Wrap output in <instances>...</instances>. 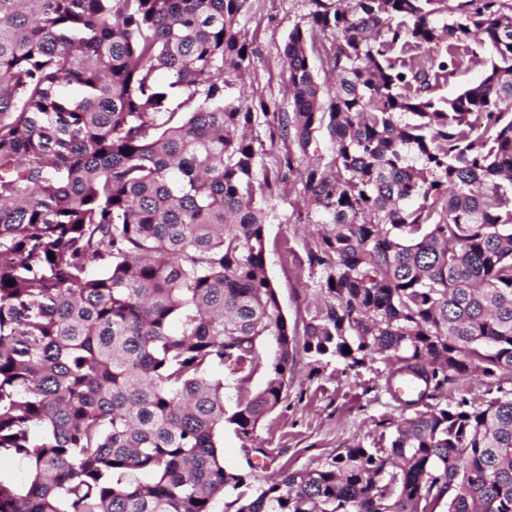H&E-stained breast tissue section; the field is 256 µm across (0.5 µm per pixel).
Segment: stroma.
<instances>
[{"mask_svg": "<svg viewBox=\"0 0 512 512\" xmlns=\"http://www.w3.org/2000/svg\"><path fill=\"white\" fill-rule=\"evenodd\" d=\"M310 0H248L242 23L254 50L244 75L225 90L230 101L265 100L271 111L292 109L283 57L293 27L303 22ZM266 274L289 324L303 327L319 318L330 302L308 253L325 217L309 205L295 181L280 185L265 205ZM276 347L265 342L257 363L237 376L225 374L224 408L234 413L241 400L262 389ZM389 363L384 358L349 367L335 358L315 360L296 350L288 369L282 402L263 417L250 437L225 425L219 458L226 470L247 473L255 486L266 485L279 472L315 469L361 442L367 448L388 447L401 413L384 388Z\"/></svg>", "mask_w": 512, "mask_h": 512, "instance_id": "obj_1", "label": "stroma"}]
</instances>
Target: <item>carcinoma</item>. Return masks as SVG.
Masks as SVG:
<instances>
[{"label": "carcinoma", "mask_w": 512, "mask_h": 512, "mask_svg": "<svg viewBox=\"0 0 512 512\" xmlns=\"http://www.w3.org/2000/svg\"><path fill=\"white\" fill-rule=\"evenodd\" d=\"M311 2L270 130L296 148L261 174L268 105L225 98L247 0H0V454L32 475L0 481V512H512V390L428 403L512 374V0ZM326 31L331 88L307 52ZM486 46L481 81L435 99ZM291 177L330 224L308 261L334 303L303 350L385 355L386 388L416 391L389 447L253 489L218 444L293 360L259 204ZM268 340L264 388L225 416L222 371ZM334 155V144L325 129L314 134V138L309 147V159L311 162H320L325 164L331 160ZM487 381L482 376L474 375L448 383V387L444 391L441 400L443 404L446 402L454 404L457 400L464 397L472 405H481L489 397L487 391L490 387L487 385ZM0 474L2 480L18 490H25L28 486L30 477L28 464L19 457L2 455L0 457Z\"/></svg>", "instance_id": "1"}]
</instances>
